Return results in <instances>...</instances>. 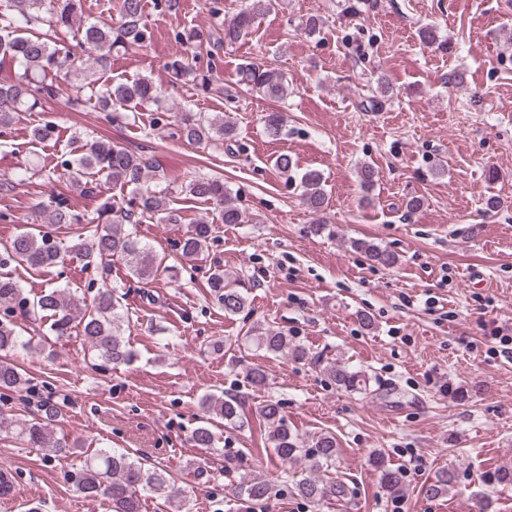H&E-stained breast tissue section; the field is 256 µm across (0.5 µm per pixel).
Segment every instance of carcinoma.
I'll return each instance as SVG.
<instances>
[{
	"label": "carcinoma",
	"mask_w": 512,
	"mask_h": 512,
	"mask_svg": "<svg viewBox=\"0 0 512 512\" xmlns=\"http://www.w3.org/2000/svg\"><path fill=\"white\" fill-rule=\"evenodd\" d=\"M265 0H249V4L229 23L224 25V43L238 42L251 28L254 19L265 9ZM121 23H87L83 16L82 0H4L0 5V128L6 129L18 118V113L29 112L48 101L60 98L72 105L82 102V96L96 99L103 112H124L129 108L157 98V89L145 78L132 82L116 81L104 88L90 80L81 86L72 84L77 72L94 75L110 70L112 52L128 44L146 39V29L141 25L142 0H121ZM76 30L82 34L81 46L87 55L86 67L77 65L73 52L59 46L57 39L62 32ZM198 52H183L171 64L174 78L191 75L204 90L212 89L214 77L195 68ZM240 82L271 96L288 95L285 74L271 71L260 65L249 64L240 71ZM175 135L191 144L207 147L219 142L233 132V126L222 117L204 113L178 112L175 115ZM57 137V126L51 121L34 125L29 131L30 142L45 143ZM81 143L77 157L63 159L60 166L69 172L76 186L87 195H95L97 177H106L115 185L131 186V198L122 205L107 198L98 208V224L89 228L84 217L70 207L65 198H54L45 209L46 222L65 226L77 235L78 243L70 246L77 258H96L102 270H108L112 257L128 259L133 278L148 284L157 277L162 260L151 248L143 245L133 233L124 230L127 224H178L181 217L170 207L167 188L143 185L148 165L138 154L116 143H104L87 136H74ZM305 199L313 213L324 210L326 191L322 175L307 171L302 176ZM187 192L221 208L222 221L226 224L245 222L244 212L234 204L224 183L218 179L202 177L187 186ZM212 225L201 221L190 225L180 241L181 254L185 257L200 255L212 237ZM374 263L386 268L398 265L397 254L366 241L352 242ZM67 252L61 249L52 232L37 229L22 231L0 243V268L15 265L30 269H48L65 263ZM210 295L224 308V314L240 313L247 305V298L228 283L224 271L209 272ZM49 318V333L58 339L76 337L103 363L129 364L135 352L123 340V332L130 326L129 312L122 309L114 286L104 285L92 305L78 309L65 291L58 288L44 289L33 296L24 295L17 280L0 273V390L22 392L30 384L25 371L12 360L17 348L31 346L22 340L13 320L15 307ZM259 343L274 354L291 352L297 359L306 357L303 348L292 344L288 333L280 327L267 326ZM328 377L337 386L349 391L368 394L373 392L370 378L361 370L344 364L325 367ZM206 415L221 418L229 423L240 422L244 416V401L238 396L224 397L208 394L201 399ZM256 414L268 427V441L274 455L288 463L298 459L306 461V474L294 483L301 498L321 503L336 499L345 501L351 495L343 481H325L319 473L336 467L337 440L329 432H321L304 441L286 422L281 404L267 400ZM62 417V409L51 401L41 404L40 413L29 420L13 419L0 411V432L13 434L27 448L45 451L44 458L52 461L66 452L70 445L66 438L53 435L52 425ZM199 448H210L215 435L209 421L196 427L191 436ZM371 465L381 472L385 491H401L402 475L385 466L384 456L376 452L370 457ZM484 482L492 488L512 487V465L499 466L485 475ZM78 489L88 497L99 495L108 499L112 512H141V493L149 491L163 499L165 512H190L180 499L171 474L163 465L147 467L133 453L123 450L99 448L86 456L77 478ZM273 483L255 476L244 486L247 500L262 503L271 497ZM455 490L454 475L442 472L425 488L429 498L443 496Z\"/></svg>",
	"instance_id": "cac0c4a2"
}]
</instances>
